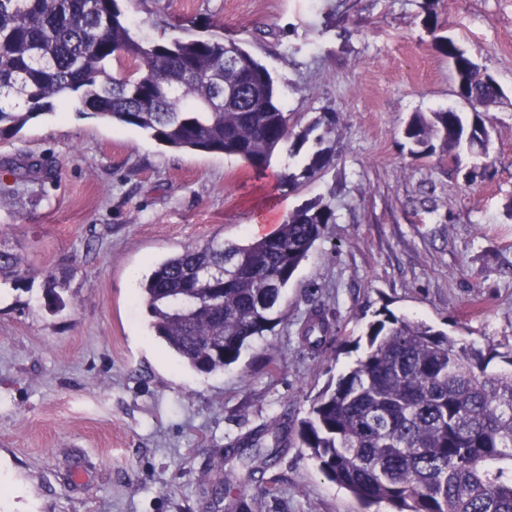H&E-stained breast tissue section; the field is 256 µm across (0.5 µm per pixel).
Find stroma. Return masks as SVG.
Returning <instances> with one entry per match:
<instances>
[{"mask_svg":"<svg viewBox=\"0 0 512 512\" xmlns=\"http://www.w3.org/2000/svg\"><path fill=\"white\" fill-rule=\"evenodd\" d=\"M133 31L161 42L242 43L272 74L291 137L265 171L178 151L144 131L69 110L0 143V248L26 288L0 287V512H230L227 470L250 512H391L363 506L289 443L265 474L224 459L230 441L299 422L362 355L379 313L426 322L512 371V0H147ZM439 31H432L431 20ZM502 88L488 108L492 165L416 157L414 113L460 106L435 35ZM335 118L332 165L301 175L307 131ZM296 173L295 187L280 173ZM336 211L287 289L288 320L223 373L179 364L155 336L142 283L155 263L217 235L241 243L314 201ZM263 217L252 227L254 217ZM66 306L49 310L47 271ZM324 308L320 349L298 331Z\"/></svg>","mask_w":512,"mask_h":512,"instance_id":"1","label":"stroma"}]
</instances>
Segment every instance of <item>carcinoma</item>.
<instances>
[{"mask_svg":"<svg viewBox=\"0 0 512 512\" xmlns=\"http://www.w3.org/2000/svg\"><path fill=\"white\" fill-rule=\"evenodd\" d=\"M435 49L456 72L458 96L470 111L417 113L404 134L421 155L465 151L490 157L486 109L502 97L482 69L448 38ZM232 52L242 70L224 74ZM134 68L112 75V62ZM231 83L234 94L215 100ZM147 132L158 143L193 153L224 154L266 168L288 139V113L274 79L233 39H140L118 0H0V142L18 137L34 119L68 106ZM321 147L293 186L329 165ZM336 213L321 200L288 213L277 229L243 244L215 237L157 263L143 284L151 327L186 366L214 374L237 362L254 340L285 320L284 292ZM28 271L0 250V284L26 287ZM57 275H46L48 305L64 306ZM332 333L323 309L299 335L318 348ZM271 446L249 457L263 470L296 438L319 471L365 506L394 512H512V373L487 371L448 334L394 315L369 326L363 356L312 403L299 424L276 422L225 446Z\"/></svg>","mask_w":512,"mask_h":512,"instance_id":"cac0c4a2","label":"carcinoma"}]
</instances>
